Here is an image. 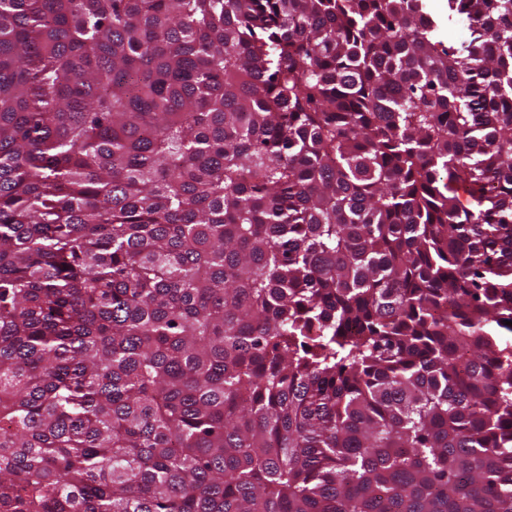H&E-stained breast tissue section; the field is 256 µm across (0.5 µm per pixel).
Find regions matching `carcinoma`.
I'll list each match as a JSON object with an SVG mask.
<instances>
[{
	"label": "carcinoma",
	"instance_id": "1",
	"mask_svg": "<svg viewBox=\"0 0 512 512\" xmlns=\"http://www.w3.org/2000/svg\"><path fill=\"white\" fill-rule=\"evenodd\" d=\"M447 3L0 0V512H512V0Z\"/></svg>",
	"mask_w": 512,
	"mask_h": 512
}]
</instances>
